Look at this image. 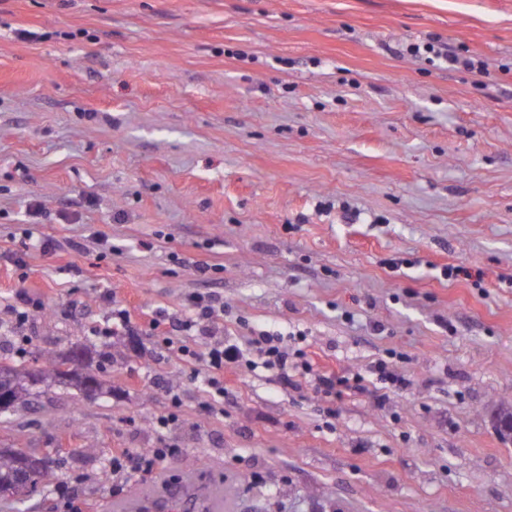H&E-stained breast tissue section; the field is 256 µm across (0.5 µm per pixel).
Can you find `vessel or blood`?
<instances>
[{
    "label": "vessel or blood",
    "mask_w": 512,
    "mask_h": 512,
    "mask_svg": "<svg viewBox=\"0 0 512 512\" xmlns=\"http://www.w3.org/2000/svg\"><path fill=\"white\" fill-rule=\"evenodd\" d=\"M114 512H224V487L204 484L194 475L163 487L140 486L115 499Z\"/></svg>",
    "instance_id": "obj_1"
}]
</instances>
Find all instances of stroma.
<instances>
[{
  "mask_svg": "<svg viewBox=\"0 0 512 512\" xmlns=\"http://www.w3.org/2000/svg\"><path fill=\"white\" fill-rule=\"evenodd\" d=\"M437 38L485 74L408 51ZM198 294L211 336L167 346ZM214 339L247 357L220 399L177 352ZM75 351L106 392L0 415L50 456L0 512L187 472L224 512H512V0H0V355ZM118 448L171 454L112 476Z\"/></svg>",
  "mask_w": 512,
  "mask_h": 512,
  "instance_id": "obj_1",
  "label": "stroma"
}]
</instances>
